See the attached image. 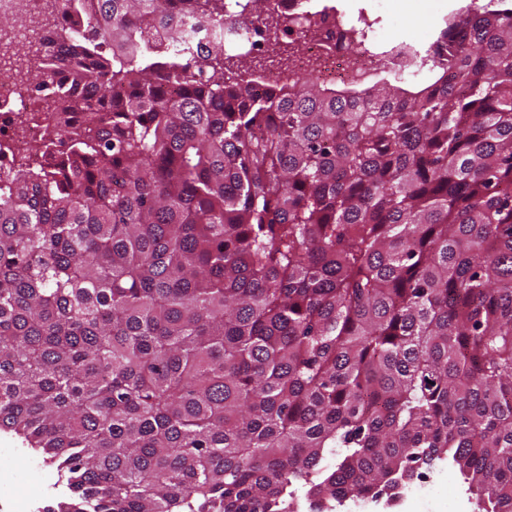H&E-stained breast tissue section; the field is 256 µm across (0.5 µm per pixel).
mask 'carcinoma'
<instances>
[{"instance_id": "cac0c4a2", "label": "carcinoma", "mask_w": 512, "mask_h": 512, "mask_svg": "<svg viewBox=\"0 0 512 512\" xmlns=\"http://www.w3.org/2000/svg\"><path fill=\"white\" fill-rule=\"evenodd\" d=\"M61 2L89 21L30 71L61 74L44 160L0 173V428L66 476L58 512L394 497L442 457L512 512L507 0L449 15L419 90L262 94L171 0Z\"/></svg>"}]
</instances>
